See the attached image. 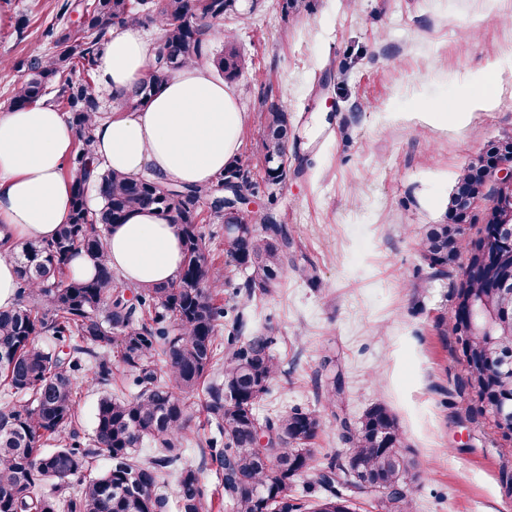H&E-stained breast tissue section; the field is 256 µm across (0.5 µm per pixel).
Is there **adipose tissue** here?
I'll use <instances>...</instances> for the list:
<instances>
[{
	"label": "adipose tissue",
	"instance_id": "obj_1",
	"mask_svg": "<svg viewBox=\"0 0 512 512\" xmlns=\"http://www.w3.org/2000/svg\"><path fill=\"white\" fill-rule=\"evenodd\" d=\"M151 50L137 26L114 29L98 61L102 85L131 89L145 78ZM244 118L223 79L200 62L171 76L142 110L97 120L95 155L132 178L204 185L236 156ZM77 145L53 105L0 113V243L55 238L70 213L64 167ZM106 248L113 270L140 288L171 282L183 259L174 225L147 210L113 225Z\"/></svg>",
	"mask_w": 512,
	"mask_h": 512
}]
</instances>
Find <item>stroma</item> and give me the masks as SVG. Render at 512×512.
Masks as SVG:
<instances>
[{
  "label": "stroma",
  "instance_id": "35a3bbf8",
  "mask_svg": "<svg viewBox=\"0 0 512 512\" xmlns=\"http://www.w3.org/2000/svg\"><path fill=\"white\" fill-rule=\"evenodd\" d=\"M63 2L0 0V111L18 64L49 51ZM282 3L242 0L211 40L222 51L233 32L246 60L230 83L240 156L260 158L265 99L287 106L295 134L274 209L291 237L285 274L249 308L248 334L275 336L281 364L259 412L314 411L325 462L346 454L341 420L384 405L420 469L415 512H512V442L474 413L444 332L466 258L434 277L418 249L460 170L512 134V0H308L288 15ZM478 73L488 87H471ZM465 96L478 105L452 119ZM331 381L333 406L319 397Z\"/></svg>",
  "mask_w": 512,
  "mask_h": 512
}]
</instances>
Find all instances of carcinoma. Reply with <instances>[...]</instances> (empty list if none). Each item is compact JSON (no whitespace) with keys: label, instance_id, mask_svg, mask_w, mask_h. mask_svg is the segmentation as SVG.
<instances>
[{"label":"carcinoma","instance_id":"obj_1","mask_svg":"<svg viewBox=\"0 0 512 512\" xmlns=\"http://www.w3.org/2000/svg\"><path fill=\"white\" fill-rule=\"evenodd\" d=\"M239 13L237 0H82L77 22L49 28L52 52L27 65L10 99L23 108L49 102L67 114L80 145L69 160L72 204L68 222L51 241H31L16 262V303L0 309V512H316L322 500L306 504L293 486L311 472L328 496L347 492L336 463L315 465L313 441L318 417L298 406L260 418L258 406L279 372L275 338L240 341L246 310L284 273L288 229L276 222L273 206L288 177L292 128L279 100L261 111L263 177H251V160L236 157L203 186L162 184L126 177L91 154L92 126L103 117L96 94L97 63L111 30L133 22L154 25L146 77L132 90L112 94L120 108H143L168 79L210 56L212 29ZM218 75L235 79L245 67L233 36L224 33V53L213 60ZM77 73L80 78L71 79ZM512 154V135L491 144L457 176L448 198L447 222L431 224L419 242L423 260L445 275L461 250L468 251V279L455 298L470 294L498 311L512 312V294L488 287L480 253L463 241L474 200L493 194L491 170ZM242 179L251 194L269 204L245 224L224 226V206L215 201L224 179ZM151 210L175 225L183 247L176 278L154 288H135L108 265L106 236L133 213ZM215 224L224 236V266L246 276L234 316L217 303L223 275L214 269L201 230ZM96 263L92 279L67 274L71 258ZM467 336L466 384L484 382L478 361L486 347L512 358V333L480 328ZM102 387L93 435L85 442L76 424L78 374ZM488 388L512 400V376L491 378ZM201 407L210 435L199 441L218 464L221 492L206 497L199 469L181 462L182 441L192 433ZM147 441L158 452L145 458ZM359 478L378 484L412 483L417 463L403 447L395 417L383 405L370 407L348 436ZM105 453L111 467L93 474ZM174 481V504L157 493ZM82 485L72 496L73 482ZM387 512H413L406 494L389 499Z\"/></svg>","mask_w":512,"mask_h":512}]
</instances>
